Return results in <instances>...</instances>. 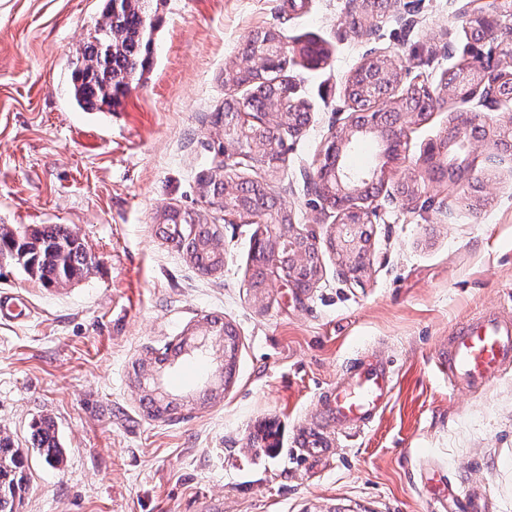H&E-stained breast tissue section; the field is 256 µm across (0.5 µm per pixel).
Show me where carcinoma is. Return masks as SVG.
I'll use <instances>...</instances> for the list:
<instances>
[{"label": "carcinoma", "mask_w": 512, "mask_h": 512, "mask_svg": "<svg viewBox=\"0 0 512 512\" xmlns=\"http://www.w3.org/2000/svg\"><path fill=\"white\" fill-rule=\"evenodd\" d=\"M150 0H107L89 39L76 50L70 75V100L85 111L110 112L130 88L143 80L152 64L155 23ZM249 69L234 67L224 73V82L250 83ZM194 219L176 211L164 214L160 231L177 245H185L187 256L198 269L212 272L224 266V254L214 244L216 231L199 227L191 233ZM292 225L282 226L274 240L259 239L255 250L288 255ZM23 256L20 267L48 287H64L90 273L94 260L84 245L63 224H50L31 233L0 226V257ZM37 445L44 461L56 466L61 449L49 420L36 430ZM23 459L7 437H0V512H15L23 489Z\"/></svg>", "instance_id": "1"}]
</instances>
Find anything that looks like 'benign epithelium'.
I'll list each match as a JSON object with an SVG mask.
<instances>
[{
    "mask_svg": "<svg viewBox=\"0 0 512 512\" xmlns=\"http://www.w3.org/2000/svg\"><path fill=\"white\" fill-rule=\"evenodd\" d=\"M457 14L471 28V60L444 74L440 88L413 82L404 86L408 75L405 65L397 63V56L389 51H377L361 64L348 78L345 96L354 113L332 132L325 163L313 177L315 193L322 204L336 210V235L330 237L332 249L342 257L347 272H360L368 260L367 225L372 223L374 210L368 203L376 200L386 186L385 167L375 168L360 181H355L343 166L347 149L358 138L375 136L380 140L382 156L390 161L398 158L401 134L404 128L422 120L424 113L409 104L412 96H427L438 107L447 100L468 102L478 99L479 105L490 111L512 101L505 95L502 82L512 74V10L507 16L487 10V0H459ZM271 58L270 42L250 37L242 65L263 74L268 73ZM295 88L284 86L278 96L263 98L255 90L247 101L256 105L255 122L265 129V137L253 140L252 127L243 112L224 113V216L245 219L259 224L264 233L277 234L283 224L280 212L269 208V183L257 179L260 196L249 206L236 205L233 179L230 175L247 163L266 172L274 169L285 151L284 135L300 134L309 121V113L301 101L293 99ZM288 111H283V104ZM488 130L477 118L466 113L451 131L429 146L418 158L413 172L394 182L395 191L388 196L414 204L421 196V182L437 181L434 173L440 161H448L454 174L448 185L472 183L479 156L468 149V144L487 139ZM267 270L278 280L292 288L295 297L308 295L314 281H308L273 257Z\"/></svg>",
    "mask_w": 512,
    "mask_h": 512,
    "instance_id": "obj_1",
    "label": "benign epithelium"
}]
</instances>
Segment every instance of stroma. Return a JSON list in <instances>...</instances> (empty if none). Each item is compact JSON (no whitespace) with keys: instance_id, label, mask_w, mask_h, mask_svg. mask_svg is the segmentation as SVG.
<instances>
[{"instance_id":"35a3bbf8","label":"stroma","mask_w":512,"mask_h":512,"mask_svg":"<svg viewBox=\"0 0 512 512\" xmlns=\"http://www.w3.org/2000/svg\"><path fill=\"white\" fill-rule=\"evenodd\" d=\"M103 6L0 0V225H67L95 260L64 288L0 261V293L34 310L0 324V433L26 466L18 512H430L427 463L485 488L493 512H512V367L485 388L452 391L437 364L466 318L512 312V155L496 160L483 146L482 192L428 186L420 210L380 197L357 280L329 246L336 215L311 182L349 115L344 84L371 52L398 54L409 80L433 87L464 63L470 38L455 0H401L373 35L349 29L345 0H152L150 72L112 111L85 112L67 86ZM268 29L310 114L267 176L295 232L318 246L319 276L301 299L278 281L252 288L256 225L225 223L198 190L220 161L225 95L250 94L225 87L224 71ZM310 38L326 50L316 67L298 52ZM463 111L486 124L512 119L449 102L405 130L389 179L410 172ZM172 208L217 229L222 269L203 273L157 234ZM215 320L236 331L227 383ZM188 335L203 349L159 373L176 408L151 417L134 370ZM367 349L391 365L392 402L367 433L334 426L337 453L311 465L298 431ZM42 419L63 449L54 468L33 445Z\"/></svg>"}]
</instances>
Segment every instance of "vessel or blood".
Masks as SVG:
<instances>
[{
	"instance_id": "1",
	"label": "vessel or blood",
	"mask_w": 512,
	"mask_h": 512,
	"mask_svg": "<svg viewBox=\"0 0 512 512\" xmlns=\"http://www.w3.org/2000/svg\"><path fill=\"white\" fill-rule=\"evenodd\" d=\"M28 315L23 300L0 295V322ZM438 360L448 371L450 389L488 386L512 366V317L490 312L467 320L440 350ZM394 389L390 366L366 356L356 359L346 380L324 394L318 422L299 433L306 453L317 461L334 454L335 443L326 423L337 422L358 433L368 430L389 405ZM448 497V503L440 504L436 512H487L485 493L476 487L449 485Z\"/></svg>"
}]
</instances>
